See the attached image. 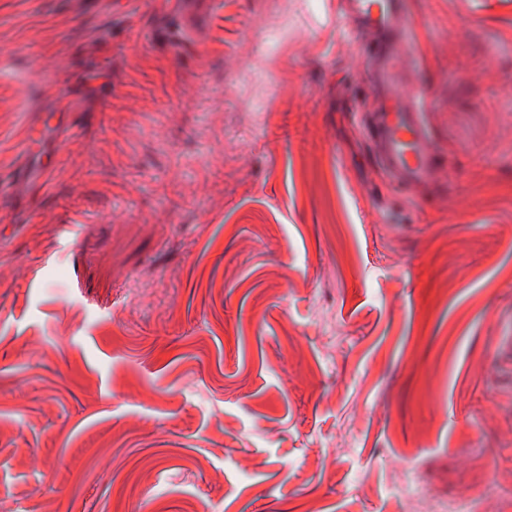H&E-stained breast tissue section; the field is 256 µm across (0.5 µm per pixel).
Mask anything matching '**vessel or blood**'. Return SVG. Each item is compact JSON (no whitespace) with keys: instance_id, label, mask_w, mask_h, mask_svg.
Returning a JSON list of instances; mask_svg holds the SVG:
<instances>
[{"instance_id":"obj_1","label":"vessel or blood","mask_w":512,"mask_h":512,"mask_svg":"<svg viewBox=\"0 0 512 512\" xmlns=\"http://www.w3.org/2000/svg\"><path fill=\"white\" fill-rule=\"evenodd\" d=\"M336 25L361 43L380 109L365 116L381 164L395 190L430 184L443 173L440 151L427 129L424 92L406 71L411 20L407 0H336Z\"/></svg>"}]
</instances>
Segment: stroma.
<instances>
[{
    "label": "stroma",
    "mask_w": 512,
    "mask_h": 512,
    "mask_svg": "<svg viewBox=\"0 0 512 512\" xmlns=\"http://www.w3.org/2000/svg\"><path fill=\"white\" fill-rule=\"evenodd\" d=\"M223 2L0 0V173L53 169L0 189V499L512 512V0H408L447 176L405 194L336 0ZM215 3L220 4L221 0H180L181 9L175 20L176 30L187 28L193 23L198 5H204L211 12V6Z\"/></svg>",
    "instance_id": "obj_1"
}]
</instances>
